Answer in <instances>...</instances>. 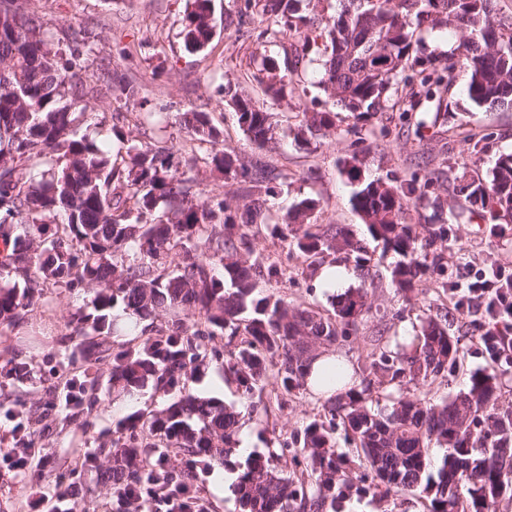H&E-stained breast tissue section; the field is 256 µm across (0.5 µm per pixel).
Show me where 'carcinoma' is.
<instances>
[{
    "label": "carcinoma",
    "mask_w": 512,
    "mask_h": 512,
    "mask_svg": "<svg viewBox=\"0 0 512 512\" xmlns=\"http://www.w3.org/2000/svg\"><path fill=\"white\" fill-rule=\"evenodd\" d=\"M333 0H244L240 15L272 21L261 36L293 35L301 48L292 62L262 60L260 103L224 89L246 137L260 147L274 140L270 109L288 100L292 76L320 71L318 85L341 109L366 121L391 108L393 81L410 70L434 94L453 85L457 68L470 70L467 96L477 107L512 106V25L493 19L494 0H340L328 17L323 50L312 51L311 20ZM453 28L466 38L459 54L444 59L415 55L424 35ZM185 47L201 51L213 36L210 0H193L184 17ZM95 35L86 28L54 34L29 0H0V325L23 321L36 303L40 282L81 288L91 312L70 315V335L92 337L110 350L114 336H143L135 346L112 352V388L133 395L144 389L172 393L205 364L215 336L234 346L224 375L244 397L270 389L284 400L305 389L318 350L340 346L369 311L362 288H348L332 312L288 305L257 291L279 283L286 269L255 253L263 226L288 242L307 267L342 254L361 267L366 244L344 228L312 224L319 201L305 197L295 212L272 221L266 208L283 175L262 161L245 165L217 148L220 131L204 112L183 113L196 140L212 146L205 164L248 184L251 204L202 199L194 191V167L182 170L172 152L112 126L117 152L76 136V112L101 94L94 71ZM112 93L141 99L140 87L122 77ZM307 129L336 132V113H304ZM358 182L353 208L368 235L398 256L391 271L396 290L409 297L437 272L448 289V265L437 243L448 240L446 224H409L406 205L426 200L412 179L398 186L360 180L357 157L347 168ZM463 211L494 224L512 223V154L500 156L492 179L458 186ZM457 339L436 318L422 322L409 343L384 350L370 364L372 378L360 389L329 397L321 413L265 457L248 458L235 494L242 512H336L346 501L371 497L387 502L417 497L425 512H497L512 493V403L499 401L496 377L474 373L468 389L434 403L429 393L398 394L380 406L375 390L413 383L427 386L459 367ZM344 432L356 455L336 449ZM240 412L218 397L182 394L149 416L133 412L107 455L103 479L124 512H146L144 490L161 497L177 486H194L198 475L227 464L238 453ZM443 449L438 467L431 451ZM185 458L180 471L167 468L170 454ZM291 458L300 475L275 460Z\"/></svg>",
    "instance_id": "carcinoma-1"
}]
</instances>
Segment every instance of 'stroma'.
<instances>
[{"instance_id":"1","label":"stroma","mask_w":512,"mask_h":512,"mask_svg":"<svg viewBox=\"0 0 512 512\" xmlns=\"http://www.w3.org/2000/svg\"><path fill=\"white\" fill-rule=\"evenodd\" d=\"M240 4L241 0H212L213 37L202 51L191 52L181 34L189 0L30 2L57 31L94 25L100 57L143 87V107L123 104L109 93L86 102L79 133L108 140L117 124L146 142L170 148L175 159L203 157L210 144L192 140L180 115L207 113L223 133L225 151L246 162L263 159L286 176L287 187L269 201L274 216H284L301 198L314 197L320 201L314 223L345 227L366 241L368 261L352 269L348 285L365 289L370 310L343 346L329 349L352 368L356 379L367 377V367L380 350L392 349L400 336L414 334L423 318L443 316L449 334L458 340L462 361L448 377L431 385L432 397L453 398L466 389L472 373L486 372L496 375L501 401L512 402V367L496 365L479 353L475 317L461 314L452 301L431 289L408 302L397 294L390 282L394 257L368 240L364 222L351 204L355 186L344 172L346 161L355 155L366 178L397 184L416 177L429 182V195L439 198L442 213L421 205L408 209L406 221L447 225L449 266L484 258L512 264V230L502 238L486 239L481 224L461 212L453 191L459 183L489 180L498 157L512 153V108L474 107L466 95L469 75L461 69L442 99L429 97L418 85L402 83L394 109L367 122L335 110L338 135L314 137L301 129L304 112L331 109L332 102L310 82L297 81L287 105L274 111V144L258 147L239 129L224 101V88L231 85L263 101L264 90L253 78L260 56L283 58L292 39L271 43L262 38L266 22L239 16ZM147 111L161 113V127L144 124ZM271 290L296 305L322 311L331 307L333 292L321 287L315 275L291 272L287 281ZM36 296L24 321L0 327V446L27 442L34 459L33 468L22 475L0 467V512H32L36 500L41 512H68L75 503L82 512H116L117 499L101 478L110 461L98 448L120 437L127 415L153 411L173 397L149 389L132 400L109 391L111 356L80 345L67 327L71 313L86 303L84 291L45 282ZM18 363L25 366L20 376L13 370ZM92 378L99 382L94 394L82 388ZM184 390L234 405L254 438L256 455L268 454L279 440L302 429L324 402L307 389L282 407L264 392L244 400L225 380L223 360L214 358L186 380ZM19 403L31 409L30 420L9 416V408ZM245 461L241 454L233 465H218L200 475L196 489L207 512H241L231 484Z\"/></svg>"}]
</instances>
